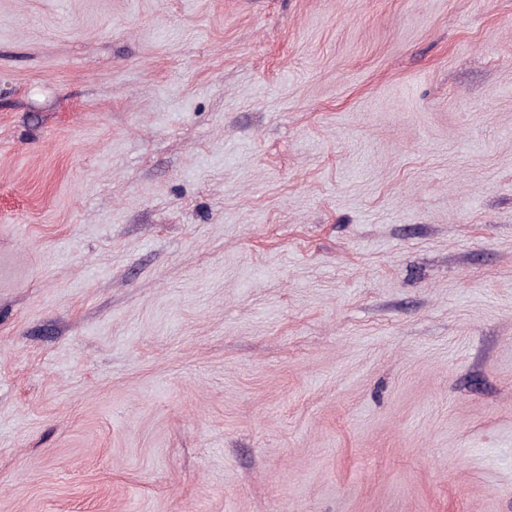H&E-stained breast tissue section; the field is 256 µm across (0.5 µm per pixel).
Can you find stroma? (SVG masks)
<instances>
[{"mask_svg":"<svg viewBox=\"0 0 512 512\" xmlns=\"http://www.w3.org/2000/svg\"><path fill=\"white\" fill-rule=\"evenodd\" d=\"M0 512H512V0H0Z\"/></svg>","mask_w":512,"mask_h":512,"instance_id":"stroma-1","label":"stroma"}]
</instances>
